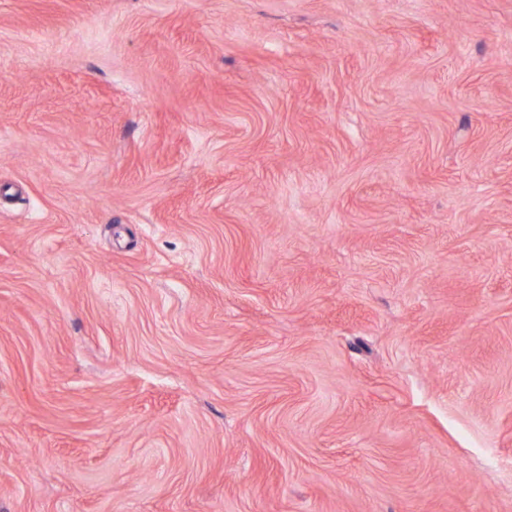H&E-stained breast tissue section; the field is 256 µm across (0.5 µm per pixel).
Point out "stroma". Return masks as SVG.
<instances>
[{
    "instance_id": "35a3bbf8",
    "label": "stroma",
    "mask_w": 512,
    "mask_h": 512,
    "mask_svg": "<svg viewBox=\"0 0 512 512\" xmlns=\"http://www.w3.org/2000/svg\"><path fill=\"white\" fill-rule=\"evenodd\" d=\"M0 512H512V0H0Z\"/></svg>"
}]
</instances>
